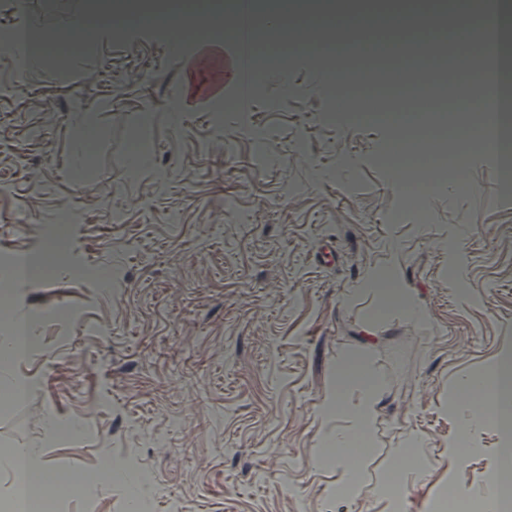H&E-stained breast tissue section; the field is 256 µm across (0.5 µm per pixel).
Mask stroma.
I'll return each instance as SVG.
<instances>
[{"label": "stroma", "instance_id": "35a3bbf8", "mask_svg": "<svg viewBox=\"0 0 512 512\" xmlns=\"http://www.w3.org/2000/svg\"><path fill=\"white\" fill-rule=\"evenodd\" d=\"M89 0H27L0 27L37 24L65 38ZM64 68L21 72L0 51V280L37 331L0 376V444L36 449L56 477L82 475L69 512H380L407 433L438 462L458 427L455 381L512 354V198L496 156L466 161L468 192L402 211L387 133L333 110L328 72L362 54L289 56L248 110L182 99L175 40L99 29ZM297 96H287L286 85ZM93 118V151L75 118ZM76 224H61L62 209ZM48 277L17 280L27 259ZM396 266L425 314L384 310L362 282ZM366 362L381 400L360 461L363 493L331 497L324 459L336 421L322 410L339 358ZM462 465L431 482L480 489L500 472L497 417L469 434ZM137 456L156 477L131 492L97 475L100 454Z\"/></svg>", "mask_w": 512, "mask_h": 512}]
</instances>
